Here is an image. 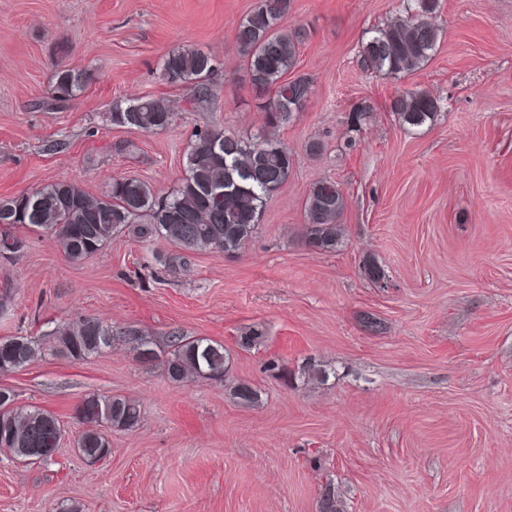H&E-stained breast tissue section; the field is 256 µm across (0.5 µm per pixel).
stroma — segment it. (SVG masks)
<instances>
[{
    "instance_id": "1",
    "label": "stroma",
    "mask_w": 512,
    "mask_h": 512,
    "mask_svg": "<svg viewBox=\"0 0 512 512\" xmlns=\"http://www.w3.org/2000/svg\"><path fill=\"white\" fill-rule=\"evenodd\" d=\"M255 3L0 0V197L60 180L95 195L118 176L163 193L196 129L255 133L263 115L235 41ZM441 3L436 53L398 78L363 71L357 55L399 0H292L288 28L303 39L294 72L313 92L278 133L293 170L239 257L200 252L171 271L156 257L172 246L122 233L72 264L51 235L30 231L19 257L0 260L15 290L0 337L42 338L83 315L204 337L230 351L231 378L261 393L240 406L223 386L171 382L121 345L0 375L17 405L50 412L67 436L45 463L0 448V512L71 502L82 512H316L327 486L346 512H512V0ZM176 47L223 60L212 104L187 110L185 91L161 81L158 62ZM61 61L88 76L63 108L47 103ZM416 88L446 109L415 130L389 105ZM148 95L179 108L171 128L108 122L114 101ZM364 100L373 110L351 131ZM128 142L135 155L119 152ZM323 179L345 195L346 236L320 254L301 232L306 195ZM369 257L385 287L365 279ZM366 314L381 333L364 330ZM253 329L260 342L239 348ZM309 362L329 368L327 382L299 380ZM91 393L135 398L143 413L94 465L71 443Z\"/></svg>"
}]
</instances>
